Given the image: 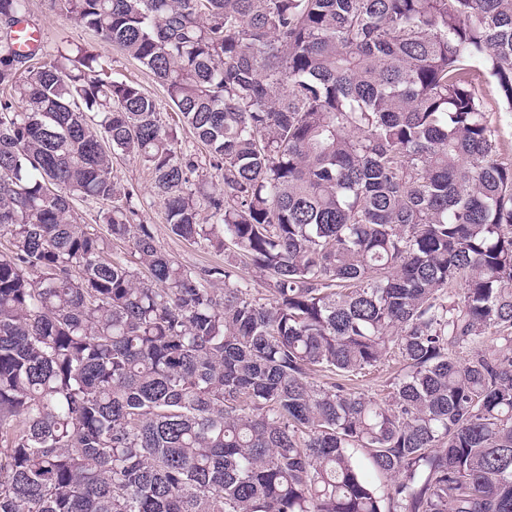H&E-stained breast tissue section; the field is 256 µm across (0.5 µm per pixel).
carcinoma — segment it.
<instances>
[{"label": "carcinoma", "instance_id": "carcinoma-1", "mask_svg": "<svg viewBox=\"0 0 512 512\" xmlns=\"http://www.w3.org/2000/svg\"><path fill=\"white\" fill-rule=\"evenodd\" d=\"M49 2L165 101L0 0V512H512V0ZM490 119L498 131V149L505 162H512V112H491ZM114 173L123 183L138 187L142 199L135 223L149 224L157 244L162 249L169 252L185 268L192 270L224 265V253L189 245L170 233L162 202L152 192L151 171L143 163L129 159L118 160L114 165ZM394 357H388L389 362H385V365L379 369V371H376L375 373H372L366 377H359L356 380H354L352 383L353 386L360 388L362 392H365L369 396H374L377 398L382 397L385 395L387 391H382L383 389H386L384 385H386V381L390 377H393L396 371L398 370V363L395 360H392Z\"/></svg>", "mask_w": 512, "mask_h": 512}]
</instances>
